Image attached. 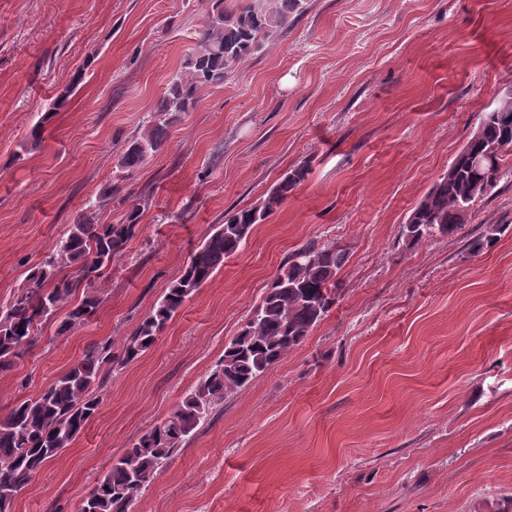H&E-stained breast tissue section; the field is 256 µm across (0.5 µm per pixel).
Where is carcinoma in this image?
<instances>
[{
    "label": "carcinoma",
    "instance_id": "carcinoma-1",
    "mask_svg": "<svg viewBox=\"0 0 512 512\" xmlns=\"http://www.w3.org/2000/svg\"><path fill=\"white\" fill-rule=\"evenodd\" d=\"M197 41L170 77L165 92L137 137L128 141L119 166L131 176L168 140L174 115L190 112L204 86L221 85L246 57L277 37L305 0H247L234 10L224 0H208ZM481 135L466 143L444 173L409 213L403 225L410 243L453 235L472 217L474 202L512 173V93L479 118ZM309 173L303 163L288 171L264 200L233 213L209 233L192 254L180 277L166 288L153 309L127 337L121 355L112 343L92 344L38 397L16 404L0 419V512H11L17 495L60 451L70 447L100 400L97 388L110 368L138 359L156 341L179 308L246 243ZM512 226L495 224L470 242L476 252L492 247L497 235ZM139 228V212L124 224H96L85 216L30 276V285L0 308V368H10L21 351L35 343L39 326L67 309L61 328L71 329L97 309L99 298L88 291L112 262L123 256ZM349 260L338 245L306 244L292 251L260 303L239 332L224 346V355L176 409L154 425L83 495L78 512H131L134 500L167 461L203 425L224 399L245 388L289 351L298 347L329 313L342 292L340 272ZM83 298L73 303L75 295Z\"/></svg>",
    "mask_w": 512,
    "mask_h": 512
}]
</instances>
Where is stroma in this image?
<instances>
[{"label":"stroma","mask_w":512,"mask_h":512,"mask_svg":"<svg viewBox=\"0 0 512 512\" xmlns=\"http://www.w3.org/2000/svg\"><path fill=\"white\" fill-rule=\"evenodd\" d=\"M204 12L200 0H0V307L80 214L119 224L140 212L95 284L97 311L67 331L48 322L0 369V417L93 343L120 353L205 236L309 164L155 344L106 375L95 415L12 512H75L309 243L349 252L338 302L225 399L131 512H512V176L454 235L403 234L512 83V0H307L287 33L203 87L164 148L126 176L125 145ZM491 224L507 230L472 253Z\"/></svg>","instance_id":"obj_1"}]
</instances>
